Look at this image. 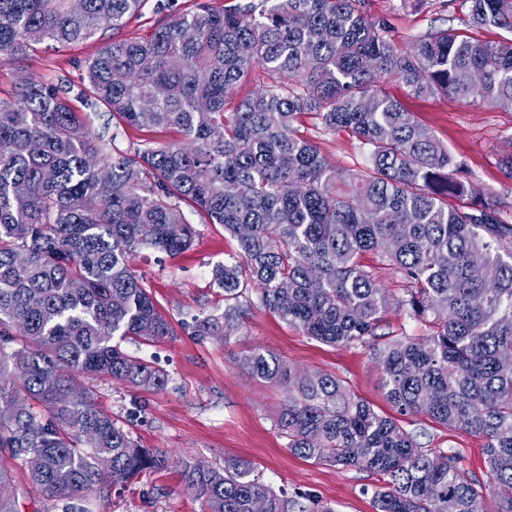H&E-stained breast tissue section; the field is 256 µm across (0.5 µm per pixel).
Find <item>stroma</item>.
I'll return each mask as SVG.
<instances>
[{
    "mask_svg": "<svg viewBox=\"0 0 512 512\" xmlns=\"http://www.w3.org/2000/svg\"><path fill=\"white\" fill-rule=\"evenodd\" d=\"M470 8V0H420L415 6L403 0L367 2L368 11L386 18L395 40L404 45L448 27L484 42L512 36L504 28L472 27ZM99 47L95 37L65 48L44 45L31 59L0 65V98H12L23 77L80 84L81 62L94 56ZM384 86L467 164L475 187L512 223V178L501 169L503 157L512 150V110L452 95L415 98L391 78L385 79ZM298 127L336 167L365 164L366 150L346 132L325 131L311 114L302 115ZM237 253L236 240L221 225L202 224L192 248L179 257L172 259L145 248L134 260V272L146 280L175 334L151 344L128 340L124 346L154 363L169 382L160 391L136 389L105 376H81L77 382L99 408L118 421L127 422L128 413L142 407L141 419L127 422L128 429L141 447L165 453L169 465L118 485L111 493L94 496L88 502L90 512H205L203 499L184 492L183 468L188 463L220 466L228 459L249 461L256 474L274 488L313 492L336 512H375L370 490L379 484V476L293 454L275 425L284 400L282 390L234 364L251 350H270L301 369L336 375L358 397L388 415L392 408L368 346L320 343L264 310L254 312L240 334L228 341L197 336L188 329L193 316L223 312L224 293L214 284L212 269ZM432 329L430 319L409 317L393 306L383 317L376 341L425 336ZM400 424L423 447L457 455L464 468L483 473L481 437L442 427L422 416L402 418Z\"/></svg>",
    "mask_w": 512,
    "mask_h": 512,
    "instance_id": "35a3bbf8",
    "label": "stroma"
}]
</instances>
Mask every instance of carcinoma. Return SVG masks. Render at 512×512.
<instances>
[{"label": "carcinoma", "mask_w": 512, "mask_h": 512, "mask_svg": "<svg viewBox=\"0 0 512 512\" xmlns=\"http://www.w3.org/2000/svg\"><path fill=\"white\" fill-rule=\"evenodd\" d=\"M146 0H0V64L45 41L73 44L121 31ZM146 37L106 39L84 61L75 97L31 79L0 98V454L62 512H85L166 456L139 447L79 374L144 390L167 375L115 339L154 343L175 331L143 278L137 251L170 257L196 236L183 207L238 243L215 267L224 313L196 318L197 336L239 334L256 310L329 345H368L392 305L434 331L373 345L382 388L400 416H424L485 441L484 477L377 412L333 374L254 349L236 366L285 393L276 425L288 449L383 485L376 512H512V224L478 201L466 166L381 84L415 98L450 94L512 110V38L469 40L442 29L401 46L366 0H156ZM470 24L512 31V0H471ZM260 67L268 84L233 103ZM145 137L120 152L72 101ZM370 148L340 169L296 128L302 114ZM174 130L179 138L154 135ZM377 253L407 288H382L359 263ZM24 344L12 348L14 337ZM100 456L112 470L97 471ZM186 490L208 512H335L311 493L275 490L243 460L187 464ZM0 468V512H18Z\"/></svg>", "instance_id": "cac0c4a2"}]
</instances>
